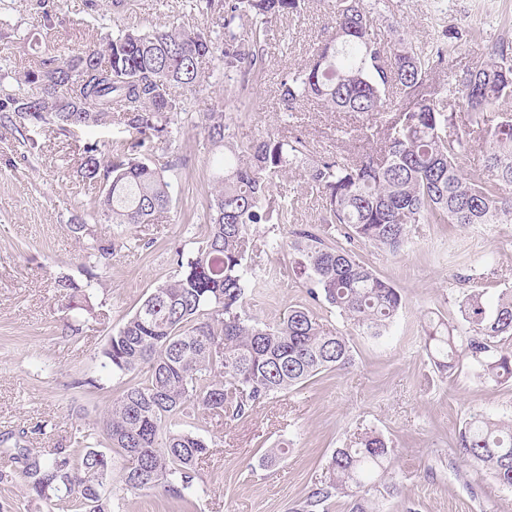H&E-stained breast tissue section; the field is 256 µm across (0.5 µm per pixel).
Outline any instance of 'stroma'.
I'll return each mask as SVG.
<instances>
[{"label":"stroma","instance_id":"obj_1","mask_svg":"<svg viewBox=\"0 0 512 512\" xmlns=\"http://www.w3.org/2000/svg\"><path fill=\"white\" fill-rule=\"evenodd\" d=\"M330 2L309 0L300 16L272 23L264 69L246 89L216 61L201 63V87L181 91L184 113L166 143L149 154L164 168L172 194L170 209L155 223L114 224L93 212L90 201L103 185L77 175L84 145L109 149L128 139L123 126L72 133L51 126L20 133L0 127V512H49L27 497L4 449L66 448L85 432L96 436L97 450L107 451L99 419L129 378L113 373L102 350L124 319L173 276L176 250L189 248L205 221L221 155L201 125L208 109L223 108L236 142L273 134L306 144L305 166L287 170L272 186L295 199L288 223L253 229L252 262L266 285L246 311L274 323L291 307L309 304L293 271L291 247L297 230L320 224L321 201L307 184V167L327 155L357 159L378 149L383 130L407 105L398 92L392 105L372 116L330 112L316 100L285 109L281 79L304 68L327 36ZM360 3L383 43L402 38L415 47L434 43L446 50L445 67L425 78L416 91L420 98L441 99L449 82L479 65L492 44L512 41V0H447L442 12L433 0ZM58 5L55 24L45 31L27 0H0V70L9 72L0 79V94L16 90L13 75L27 69L34 40L52 52L68 51L125 28L215 26L187 0H129L118 15L89 13L84 0ZM76 215L87 221L84 233L72 231ZM95 238L131 246L101 261L87 250ZM331 240L352 246L360 261L399 288L403 308L397 322L387 335L373 338L315 307L324 324L348 331L351 366L325 371L236 419L195 411L191 428L213 449L197 465L207 489L197 512H291L326 479L334 449L368 429L383 433L395 448L390 474L397 490L383 501L384 512H512V490L463 458L456 443L470 414L512 419V382H481L465 356L455 369L438 371L422 330L426 318H456L457 303L471 286H480L488 302L512 290V228L490 224L478 233L461 224H416L402 253L351 245L337 232ZM61 279L74 283L73 296L57 289ZM282 442L284 454L267 462V451Z\"/></svg>","mask_w":512,"mask_h":512}]
</instances>
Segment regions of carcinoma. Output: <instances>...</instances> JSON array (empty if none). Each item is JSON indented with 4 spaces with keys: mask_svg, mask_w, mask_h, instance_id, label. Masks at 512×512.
Segmentation results:
<instances>
[{
    "mask_svg": "<svg viewBox=\"0 0 512 512\" xmlns=\"http://www.w3.org/2000/svg\"><path fill=\"white\" fill-rule=\"evenodd\" d=\"M304 0H190V8L216 17L223 37L203 29H128L76 51L34 52L33 66L16 79L18 92L0 99V125L16 129L52 124L71 133L114 118L134 138L104 153L98 143L83 149L79 175L105 183L93 208L114 224H151L171 206L170 183L144 151L165 139L183 112L174 89L201 85L206 58L241 77L240 87L264 64L268 25L297 15ZM251 21V36L239 33ZM372 20L360 0H333L331 33L308 66L280 82L286 110L315 98L333 111L374 115L398 88L413 96L429 73L445 61L440 46L420 52L400 42L387 47L371 33ZM449 95L476 118L512 96V43L499 41L474 70L455 80ZM453 113L443 101L417 98L399 115L383 148L355 161L328 156L309 168L308 184L322 200L321 223L349 241L392 252L409 244L410 226L512 223V121L486 131L484 165L466 173L459 159L467 145L447 135ZM212 146L222 149L213 176L207 222L189 252L176 251L173 278L155 288L102 351L119 375L136 374L101 421L102 432L126 465L120 489L155 491L195 512L206 492L196 470L211 453L206 440L187 428L193 409L241 417L257 403L299 387L351 360L348 336L327 329L307 307L297 306L274 324L246 313L259 286L247 253L256 224H286L295 199L270 187L286 168L306 158L299 139L266 136L229 141L224 111L203 113ZM296 272L315 301L338 313L352 328L382 336L394 324L402 295L346 248L304 231L296 243ZM459 319L431 322L424 347L435 366L455 367L465 352L485 382L512 381V291L493 306L471 289L458 304ZM78 434L72 448L44 453L14 450L27 494L53 512H112L105 487L112 457ZM460 454L512 488V423L472 414L458 430ZM395 448L380 432L357 433L334 450L328 477L293 512H329L345 498L346 512H380L393 495L386 481Z\"/></svg>",
    "mask_w": 512,
    "mask_h": 512,
    "instance_id": "cac0c4a2",
    "label": "carcinoma"
}]
</instances>
